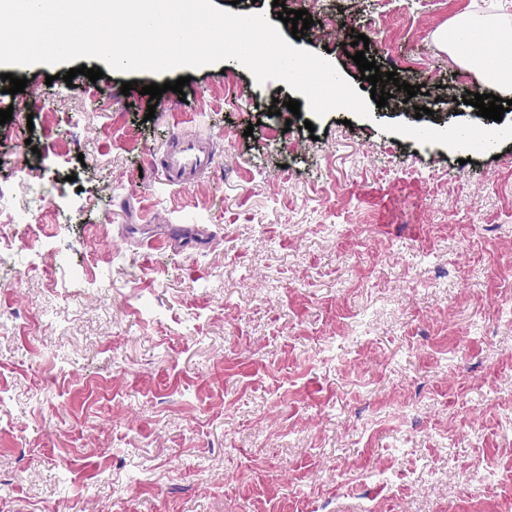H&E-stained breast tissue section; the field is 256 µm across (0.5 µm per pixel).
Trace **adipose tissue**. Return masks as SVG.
<instances>
[{"label":"adipose tissue","mask_w":512,"mask_h":512,"mask_svg":"<svg viewBox=\"0 0 512 512\" xmlns=\"http://www.w3.org/2000/svg\"><path fill=\"white\" fill-rule=\"evenodd\" d=\"M491 33L500 43H511L512 18L469 10L440 33L438 46L468 68L480 71L487 84L508 90L512 88V55L501 54L495 62H488L485 40Z\"/></svg>","instance_id":"1"}]
</instances>
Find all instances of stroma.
<instances>
[{
	"mask_svg": "<svg viewBox=\"0 0 512 512\" xmlns=\"http://www.w3.org/2000/svg\"><path fill=\"white\" fill-rule=\"evenodd\" d=\"M477 5L312 0L297 47L366 96L344 49L367 36L439 91L419 117L308 130L235 62L0 65L28 80L0 92V512H512L511 484L468 480L512 474V110L484 149L456 139L480 76L435 42ZM177 131L216 150L187 189L154 163ZM199 225L207 243L167 245Z\"/></svg>",
	"mask_w": 512,
	"mask_h": 512,
	"instance_id": "1",
	"label": "stroma"
}]
</instances>
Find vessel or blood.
<instances>
[{"label": "vessel or blood", "mask_w": 512, "mask_h": 512, "mask_svg": "<svg viewBox=\"0 0 512 512\" xmlns=\"http://www.w3.org/2000/svg\"><path fill=\"white\" fill-rule=\"evenodd\" d=\"M214 159V143L210 138L181 133L169 140L158 158V166L169 185L186 189L212 168Z\"/></svg>", "instance_id": "vessel-or-blood-1"}]
</instances>
